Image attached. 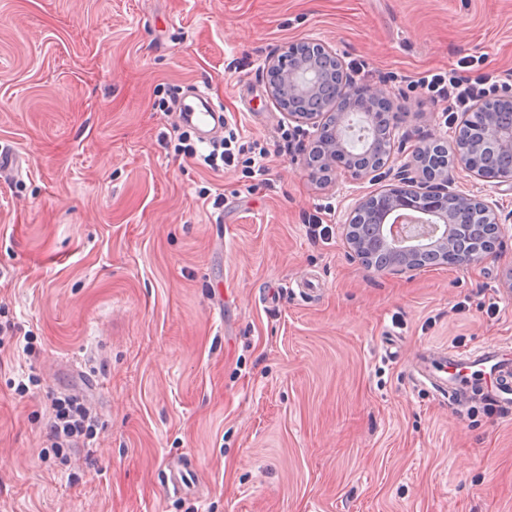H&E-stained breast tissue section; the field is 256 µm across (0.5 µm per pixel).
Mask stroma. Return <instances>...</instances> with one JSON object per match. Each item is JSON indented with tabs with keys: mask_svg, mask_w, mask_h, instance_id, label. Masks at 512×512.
I'll return each mask as SVG.
<instances>
[{
	"mask_svg": "<svg viewBox=\"0 0 512 512\" xmlns=\"http://www.w3.org/2000/svg\"><path fill=\"white\" fill-rule=\"evenodd\" d=\"M308 38L389 93L420 182L417 148L459 123L410 81L464 59L512 75V0H0V145L19 158L0 322L32 345L0 353V512H512V414L450 408L409 374L428 346L512 341V191L453 169L507 218L494 254L380 273L343 224L397 166L324 182L300 134L248 195L240 169L176 153L181 116L154 107L201 87L273 148L287 118L265 67ZM319 209L324 241L303 222ZM64 391L97 418L93 450L46 440Z\"/></svg>",
	"mask_w": 512,
	"mask_h": 512,
	"instance_id": "stroma-1",
	"label": "stroma"
}]
</instances>
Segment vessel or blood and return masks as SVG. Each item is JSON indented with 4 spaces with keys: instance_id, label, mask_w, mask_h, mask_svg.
I'll return each instance as SVG.
<instances>
[{
    "instance_id": "obj_1",
    "label": "vessel or blood",
    "mask_w": 512,
    "mask_h": 512,
    "mask_svg": "<svg viewBox=\"0 0 512 512\" xmlns=\"http://www.w3.org/2000/svg\"><path fill=\"white\" fill-rule=\"evenodd\" d=\"M181 110L202 140H210L220 125V108L200 89L190 90L182 98ZM488 375L493 383L482 387L481 382ZM411 376L415 383L451 406H464L478 390L486 403L512 413L511 345L489 343L464 352L434 347L422 353Z\"/></svg>"
}]
</instances>
